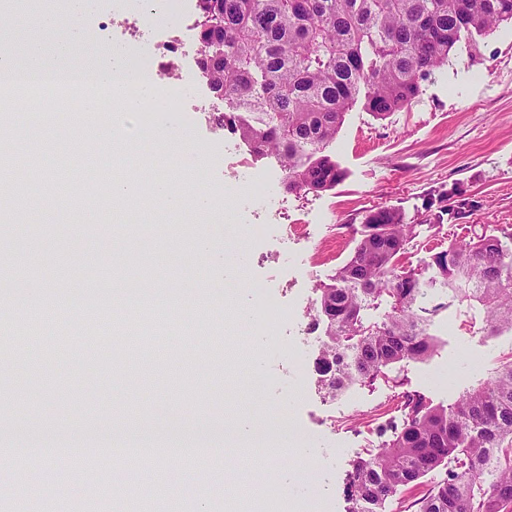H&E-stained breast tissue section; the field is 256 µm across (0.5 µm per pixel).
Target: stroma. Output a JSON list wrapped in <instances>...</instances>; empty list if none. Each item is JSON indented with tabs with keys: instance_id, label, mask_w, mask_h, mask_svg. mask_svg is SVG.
<instances>
[{
	"instance_id": "stroma-1",
	"label": "stroma",
	"mask_w": 512,
	"mask_h": 512,
	"mask_svg": "<svg viewBox=\"0 0 512 512\" xmlns=\"http://www.w3.org/2000/svg\"><path fill=\"white\" fill-rule=\"evenodd\" d=\"M9 119L22 130L14 143L29 169L49 172L84 139L109 142L118 133L131 149L104 157L141 192L151 178L172 176L191 193L220 195L223 206L188 210L178 223L162 202L129 201L122 222L89 206L75 224L67 218L72 199L45 183L39 193L25 192L15 222H0V253L24 255L0 271L13 284L38 278L53 297L73 281L84 293L143 290L137 308L104 309L137 319L121 354L112 335L93 349L81 341L62 347L48 336L16 356L24 374L0 379V436L11 439L19 421L38 435L71 425L75 444L113 429L131 441L181 443L184 430L197 429L199 444L216 451L191 466L164 456L144 472L110 459L92 483L63 458L25 473L0 465V512H93L103 496L113 512H193L200 481L211 512H251L258 504L266 512H348L345 478L377 446L399 399L381 381L324 394L315 370L320 336L305 311L317 285L347 259L371 209L398 207L422 224L408 256L415 267L469 238L471 228L512 224V24L458 50L411 107L383 120L353 107L331 147L345 178L320 194L288 192L276 158H254L202 112L130 118L115 105L49 121L43 104L21 100ZM254 179L268 183V199L250 198ZM429 199L455 210L442 231L425 225ZM255 224L267 228L262 240L251 236ZM200 237L223 254V276L207 279L213 264L195 247ZM268 294L290 312L273 331L256 316ZM155 306L175 310L174 322L156 327L148 315ZM432 332L438 354L403 375L407 389L437 403L452 402L464 384L512 355L511 332L471 335L454 306L434 317ZM282 416L291 438L273 454L270 426ZM238 417L257 423L241 442L224 433ZM307 432L315 441L297 444Z\"/></svg>"
}]
</instances>
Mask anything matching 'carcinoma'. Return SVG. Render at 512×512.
I'll use <instances>...</instances> for the list:
<instances>
[{"instance_id": "carcinoma-1", "label": "carcinoma", "mask_w": 512, "mask_h": 512, "mask_svg": "<svg viewBox=\"0 0 512 512\" xmlns=\"http://www.w3.org/2000/svg\"><path fill=\"white\" fill-rule=\"evenodd\" d=\"M201 67L224 111L212 122L254 155L276 156L288 190L344 179L328 153L345 115L378 119L411 106L461 42L512 22V0H203ZM77 170L59 165L71 193ZM418 225L393 206L371 210L348 260L307 311L325 323L316 362L334 394L383 380L401 389V419L346 478L351 512H385L394 497L444 477L404 512H512V355L451 403L403 389L401 373L438 351L433 316L465 309L474 336L512 332V224L452 242L423 268L406 266ZM448 302L433 303L432 294Z\"/></svg>"}]
</instances>
